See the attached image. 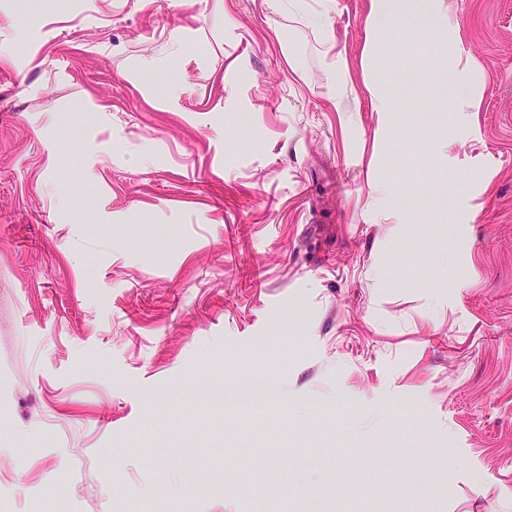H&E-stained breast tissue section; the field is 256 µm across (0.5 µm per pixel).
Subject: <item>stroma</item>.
<instances>
[{"label":"stroma","instance_id":"1","mask_svg":"<svg viewBox=\"0 0 512 512\" xmlns=\"http://www.w3.org/2000/svg\"><path fill=\"white\" fill-rule=\"evenodd\" d=\"M441 1L0 0V512H512V0ZM392 1L389 0H372L369 17L367 20V35H372L374 31L386 27L396 20L400 19L403 26H413L416 23L432 29L440 31L448 24H452L450 14L446 12L437 13H421L419 9L403 11L399 18L392 10Z\"/></svg>","mask_w":512,"mask_h":512}]
</instances>
